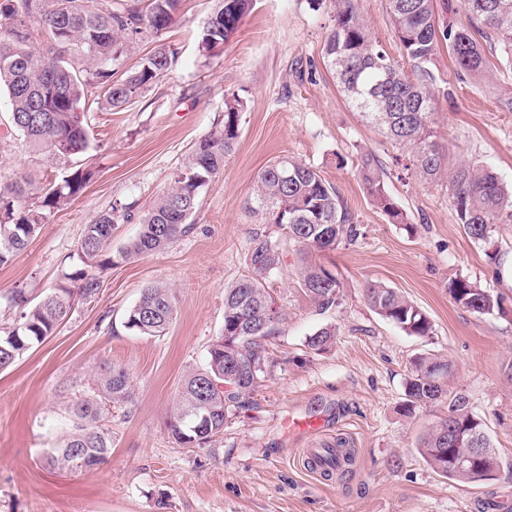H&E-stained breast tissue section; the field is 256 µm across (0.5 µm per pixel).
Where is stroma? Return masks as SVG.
Listing matches in <instances>:
<instances>
[{"instance_id": "obj_1", "label": "stroma", "mask_w": 512, "mask_h": 512, "mask_svg": "<svg viewBox=\"0 0 512 512\" xmlns=\"http://www.w3.org/2000/svg\"><path fill=\"white\" fill-rule=\"evenodd\" d=\"M373 35L395 62L398 38L381 0H358ZM218 0H181L175 22L159 37L133 42L120 71L135 69L162 44L177 60L122 110L99 95L90 113L88 154L60 159L32 152L10 126L0 92V175L42 183L82 165L94 175L80 194L52 213L38 234L0 266V331L17 313L14 291L41 299L63 281L84 225L106 212L120 218V248L139 217L187 161L192 144L224 119V98L246 104L239 138L223 171L203 189L190 233L166 250L104 271L94 301L77 304L43 343L0 372V512H479L482 502L512 499V223L495 225L493 246L469 239L451 206L446 182L427 183L405 168L401 152L355 112L324 53L333 26L329 5L315 0H254L223 47L202 49L200 35ZM438 144L450 162L477 161L512 187V74L491 63L490 75L459 79L447 51L435 60ZM381 163L388 193L405 221L389 223L359 180L360 155ZM280 157L312 166L336 187L361 230L357 241L323 253L344 283L340 308L318 311L295 275L296 262L271 283L285 312L271 340L276 363L254 395L256 406L226 425L206 448L179 446L169 433L174 397L224 327V289L247 273L253 235L276 234L248 209L258 173ZM463 276L501 296L502 309L477 315L448 293ZM173 289L177 315L161 337L123 325L143 288ZM397 289L426 313L427 337L411 336L377 315L363 289ZM335 326V345L306 350L307 336ZM433 355L453 367L449 389L464 393L483 418L501 458L494 479L465 484L436 473L417 450L443 404L402 413L411 360ZM123 367L134 386L130 408L110 407L100 421L112 453L92 470L47 461L70 433L69 410L93 394L103 364ZM324 422L314 436L299 421ZM346 438L356 450L351 472L327 481L304 465L305 451Z\"/></svg>"}]
</instances>
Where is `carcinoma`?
<instances>
[{"label": "carcinoma", "instance_id": "carcinoma-1", "mask_svg": "<svg viewBox=\"0 0 512 512\" xmlns=\"http://www.w3.org/2000/svg\"><path fill=\"white\" fill-rule=\"evenodd\" d=\"M180 0H148L147 10L127 7L120 0H0V91L11 105V122L37 152L70 158L87 152L86 116L78 106L90 88L103 92L106 104L117 109L155 83L171 66L176 52L165 45L144 58L124 76H115L132 43L139 36L159 34L175 20ZM334 11V26L325 44V57L342 91L363 119L396 144L406 168L427 183L448 179V191L458 223L474 242L491 243L495 225L512 223V188L477 162L448 167L434 127L433 71L445 45L457 75H481L487 55L512 69V0H446L450 19L436 18L434 0H383L386 13L410 63L407 73L373 36L361 16L357 0H316ZM253 0H220L212 22L201 33L209 50L227 42L250 10ZM464 8L469 25L451 15ZM243 100L224 99V122L199 138L186 164L172 177L171 186L140 218L136 238L110 252L117 220L101 215L84 227L76 252L70 256L65 282L32 304L22 292L13 296L19 321L0 335V371L11 367L26 351L44 342L68 318L75 302H92L101 288L99 273L120 263L167 249L192 229L189 219L199 206L200 192L224 169V158L239 134ZM357 175L375 205L393 224L405 222L389 195L379 161L365 154ZM92 172L77 168L61 179L36 188L27 178L0 179V265L25 248L29 239L56 209L75 197ZM249 210L273 224L298 246L299 286L320 310L339 308L343 283L317 256L342 243L354 242L358 222L336 188L306 164L278 158L258 174ZM286 252L281 243L257 234L248 248L249 275L224 289V332L208 346L201 364L182 380L172 407L169 428L181 446L202 448L224 434V425L254 405L253 395L270 374L275 359L270 340L285 320L270 291L272 279L282 273ZM76 283L72 288L67 282ZM454 302L476 314L492 315L501 299L459 276L448 284ZM368 305L383 319L412 336H428L427 315L394 288L369 283ZM176 315V298L164 285L143 289L128 310L125 327L142 336H162ZM336 328L326 326L306 337L305 346L328 351ZM450 363L431 356L411 361L406 381L408 416L417 406L445 402L448 416L429 428L418 448L437 473L463 483L490 479L492 468L476 459L467 469H455L451 458L467 450L450 437L448 427L478 431L493 463L497 454L482 417L468 409L467 398L448 389ZM130 403L133 391L126 370L104 365L94 395L75 404V432L48 453L60 468L94 469L104 463L111 443L97 422L101 403Z\"/></svg>", "mask_w": 512, "mask_h": 512}]
</instances>
